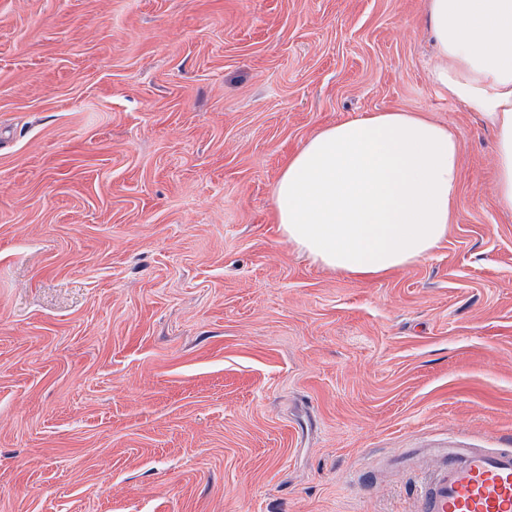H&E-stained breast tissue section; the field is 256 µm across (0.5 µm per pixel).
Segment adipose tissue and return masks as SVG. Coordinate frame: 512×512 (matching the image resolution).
<instances>
[{
	"label": "adipose tissue",
	"mask_w": 512,
	"mask_h": 512,
	"mask_svg": "<svg viewBox=\"0 0 512 512\" xmlns=\"http://www.w3.org/2000/svg\"><path fill=\"white\" fill-rule=\"evenodd\" d=\"M433 82L481 112L495 136V195L512 213V0H426ZM461 142L414 112L325 127L292 153L275 186L279 229L312 262L374 278L430 256L460 190Z\"/></svg>",
	"instance_id": "obj_1"
}]
</instances>
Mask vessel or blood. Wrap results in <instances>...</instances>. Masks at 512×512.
Returning <instances> with one entry per match:
<instances>
[{"label": "vessel or blood", "instance_id": "b4317fda", "mask_svg": "<svg viewBox=\"0 0 512 512\" xmlns=\"http://www.w3.org/2000/svg\"><path fill=\"white\" fill-rule=\"evenodd\" d=\"M416 512H512V448H427Z\"/></svg>", "mask_w": 512, "mask_h": 512}]
</instances>
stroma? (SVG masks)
<instances>
[{"label": "stroma", "instance_id": "1", "mask_svg": "<svg viewBox=\"0 0 512 512\" xmlns=\"http://www.w3.org/2000/svg\"><path fill=\"white\" fill-rule=\"evenodd\" d=\"M425 0H0V512H415L402 458L512 445V214ZM461 141L430 258L364 281L275 222L373 112Z\"/></svg>", "mask_w": 512, "mask_h": 512}]
</instances>
